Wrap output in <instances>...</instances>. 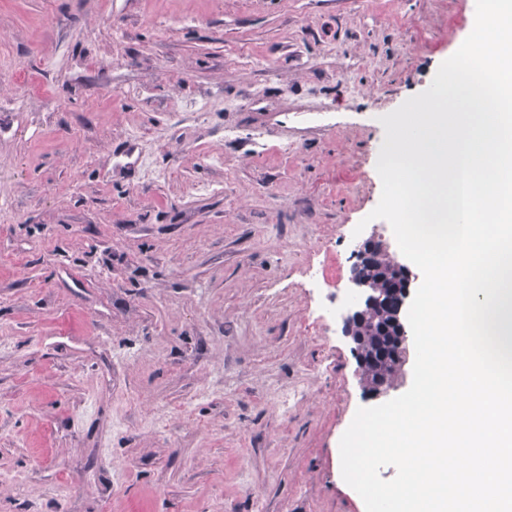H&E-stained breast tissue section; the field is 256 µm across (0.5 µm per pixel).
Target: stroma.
I'll list each match as a JSON object with an SVG mask.
<instances>
[{
    "instance_id": "1",
    "label": "stroma",
    "mask_w": 512,
    "mask_h": 512,
    "mask_svg": "<svg viewBox=\"0 0 512 512\" xmlns=\"http://www.w3.org/2000/svg\"><path fill=\"white\" fill-rule=\"evenodd\" d=\"M473 15L0 0V512H366L350 256Z\"/></svg>"
}]
</instances>
